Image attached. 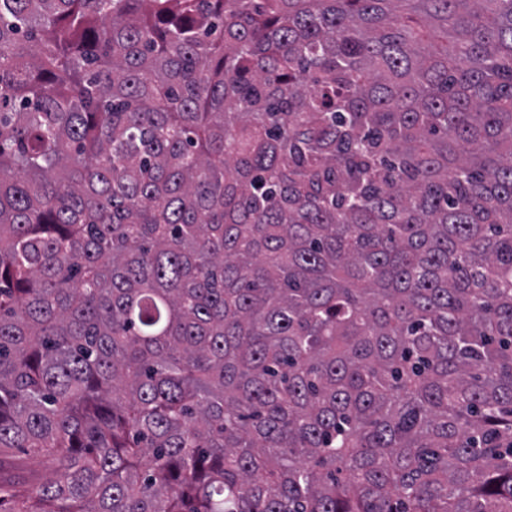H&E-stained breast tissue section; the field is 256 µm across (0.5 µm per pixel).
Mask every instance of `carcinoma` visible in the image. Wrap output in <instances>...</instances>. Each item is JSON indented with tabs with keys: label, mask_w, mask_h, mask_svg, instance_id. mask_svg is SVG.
<instances>
[{
	"label": "carcinoma",
	"mask_w": 512,
	"mask_h": 512,
	"mask_svg": "<svg viewBox=\"0 0 512 512\" xmlns=\"http://www.w3.org/2000/svg\"><path fill=\"white\" fill-rule=\"evenodd\" d=\"M0 512H512V0H0ZM54 467L44 458L13 449L1 469V479L19 494H25L34 483L51 477Z\"/></svg>",
	"instance_id": "1"
}]
</instances>
